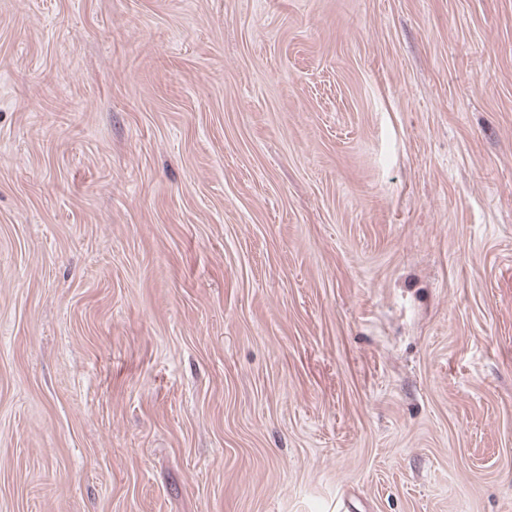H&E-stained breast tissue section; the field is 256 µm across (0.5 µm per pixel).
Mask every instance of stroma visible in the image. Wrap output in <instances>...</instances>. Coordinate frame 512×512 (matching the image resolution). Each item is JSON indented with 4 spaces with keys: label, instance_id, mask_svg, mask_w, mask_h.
<instances>
[{
    "label": "stroma",
    "instance_id": "obj_1",
    "mask_svg": "<svg viewBox=\"0 0 512 512\" xmlns=\"http://www.w3.org/2000/svg\"><path fill=\"white\" fill-rule=\"evenodd\" d=\"M0 512H512V0H0Z\"/></svg>",
    "mask_w": 512,
    "mask_h": 512
}]
</instances>
